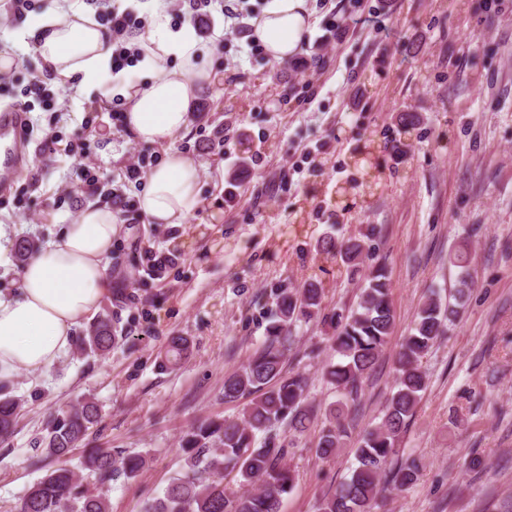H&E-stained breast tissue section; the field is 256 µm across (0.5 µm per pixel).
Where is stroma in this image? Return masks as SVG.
Here are the masks:
<instances>
[{
	"label": "stroma",
	"instance_id": "obj_1",
	"mask_svg": "<svg viewBox=\"0 0 512 512\" xmlns=\"http://www.w3.org/2000/svg\"><path fill=\"white\" fill-rule=\"evenodd\" d=\"M308 4L309 43L278 65L225 34L220 14L185 20L214 45L213 78L171 145L127 133L116 119L125 110L118 96L105 102L51 78L34 102L36 153L0 196V225L11 239L46 244L92 203L137 206L141 183L116 178L133 149L148 159L172 149L193 157L200 195L185 223L126 220L109 261L111 290L97 310L116 328L109 354L72 344L49 370L10 376L7 391L22 408L14 433L0 441V512H18L54 467L38 441L51 414L85 395L95 397L100 417L71 462L85 447L146 455L138 476L106 491L111 512H146L183 472V435L241 412L242 403L225 402L224 380L263 344L276 293L315 280L327 309H348L376 266L388 274L395 327L350 413L354 436L381 417L419 303L432 291L448 299L461 271L472 282L457 321L422 361L428 388L398 441L397 458L421 459L419 478L409 490L382 492L376 512H512V0ZM377 13L385 29L336 37L343 17ZM20 26L0 0V49L17 60L0 80V106L24 100L39 61ZM323 35L331 43L320 58L311 43ZM403 112L418 117L406 133ZM79 135L102 171V191L92 197L60 192L76 180L74 160L39 150L44 137ZM369 146L379 180L371 194L353 164ZM236 168L243 177L229 183ZM346 183L352 194L342 201L336 188ZM326 236L363 241L358 270L321 251ZM151 249L176 256L162 276L145 271ZM461 250L469 254L463 270L453 264ZM331 333L318 319L296 322L287 355L323 407L339 398L321 377ZM174 336L189 341L175 366L165 361ZM320 428L315 420L301 435L277 430L295 473L282 512H318L350 474L353 448L317 457Z\"/></svg>",
	"mask_w": 512,
	"mask_h": 512
}]
</instances>
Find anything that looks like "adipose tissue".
<instances>
[{
	"mask_svg": "<svg viewBox=\"0 0 512 512\" xmlns=\"http://www.w3.org/2000/svg\"><path fill=\"white\" fill-rule=\"evenodd\" d=\"M310 24L308 0H269L251 20V36L279 63L299 52ZM19 35L34 44L52 76H77L86 91L122 97L127 132L147 144L185 131L200 88L211 80L212 46L191 30L173 28L158 0L145 27L127 36L142 52L135 80L113 73L110 36L86 11L61 7L26 19ZM198 181L192 157L169 153L145 176L141 214L152 224L184 223L197 207ZM122 224L110 207H87L28 260L16 290L0 294V376L20 367L45 370L58 360L73 329L110 290L109 256Z\"/></svg>",
	"mask_w": 512,
	"mask_h": 512,
	"instance_id": "ef3b65f1",
	"label": "adipose tissue"
}]
</instances>
